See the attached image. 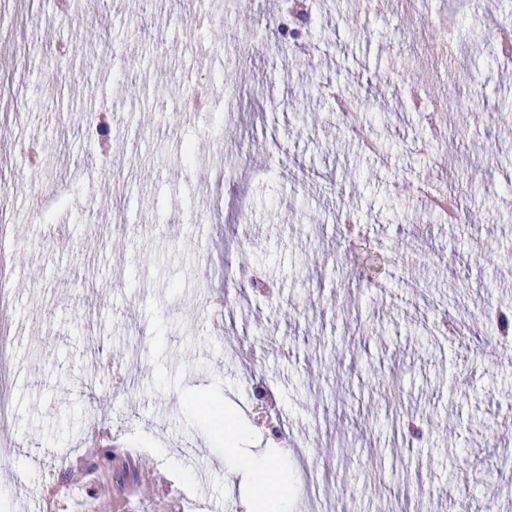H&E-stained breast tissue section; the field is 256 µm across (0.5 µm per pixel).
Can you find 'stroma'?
Instances as JSON below:
<instances>
[{
  "label": "stroma",
  "instance_id": "obj_1",
  "mask_svg": "<svg viewBox=\"0 0 512 512\" xmlns=\"http://www.w3.org/2000/svg\"><path fill=\"white\" fill-rule=\"evenodd\" d=\"M211 2L216 23L195 26L196 0L147 15L108 0L104 24L0 0V29L34 37L0 57V130L37 141L36 176L58 196L39 222L22 170L0 166L16 258L0 512H181L173 486L247 512L241 454L295 475L288 512L315 496L327 512H512V346L491 320L512 309V60L483 48L512 33V0H425L402 21L388 0H315L314 65L275 40L283 0ZM434 22L463 46L447 84L413 36ZM58 63L67 76L47 86ZM323 74L379 155L347 134ZM199 83L210 104L185 111ZM412 83L431 121L411 112ZM102 106L106 173L77 121ZM426 191L457 197L463 221L430 211ZM237 224L250 245L213 272ZM255 270L273 299L254 295ZM256 367L274 396L245 413ZM141 461L158 477L148 495Z\"/></svg>",
  "mask_w": 512,
  "mask_h": 512
}]
</instances>
